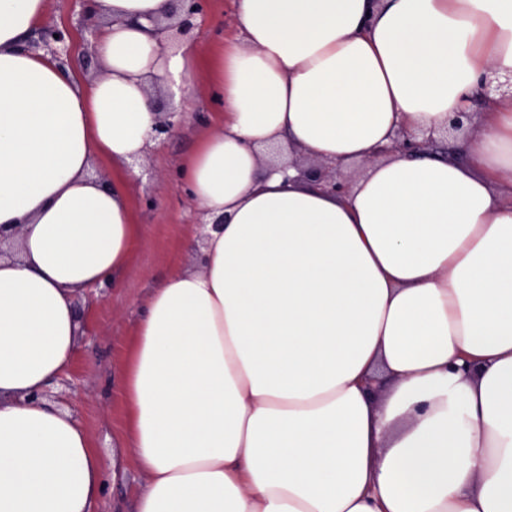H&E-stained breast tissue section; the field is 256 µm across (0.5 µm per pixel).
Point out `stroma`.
Segmentation results:
<instances>
[{"mask_svg": "<svg viewBox=\"0 0 512 512\" xmlns=\"http://www.w3.org/2000/svg\"><path fill=\"white\" fill-rule=\"evenodd\" d=\"M44 22L72 28L68 64L77 77L93 80L95 70L83 64L93 51L92 40L69 0H49ZM235 37V0H208L189 44L201 60L188 82L189 114L165 144L149 148L143 170L124 182L133 221L141 228L132 260L115 287L94 289L80 300L82 335L71 366L77 390L67 405L107 464L105 491L92 512H133L136 494L147 482L125 446L126 409L119 384L140 310L175 265L195 267L192 249L202 245L209 231L191 203L182 171L224 109L214 92L213 61Z\"/></svg>", "mask_w": 512, "mask_h": 512, "instance_id": "stroma-1", "label": "stroma"}]
</instances>
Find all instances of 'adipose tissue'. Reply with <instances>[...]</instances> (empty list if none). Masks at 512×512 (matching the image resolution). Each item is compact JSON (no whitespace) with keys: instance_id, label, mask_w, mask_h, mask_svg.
I'll use <instances>...</instances> for the list:
<instances>
[{"instance_id":"adipose-tissue-1","label":"adipose tissue","mask_w":512,"mask_h":512,"mask_svg":"<svg viewBox=\"0 0 512 512\" xmlns=\"http://www.w3.org/2000/svg\"><path fill=\"white\" fill-rule=\"evenodd\" d=\"M169 0H94L101 77L23 43L48 0H0V512H90L106 462L43 394L71 368L75 293L112 287L123 191L156 115ZM227 106L184 166L223 217L136 322L121 394L136 512H512V97L456 158L394 150L512 73V0H236ZM300 153L370 168L344 191ZM110 161V184L89 174Z\"/></svg>"}]
</instances>
